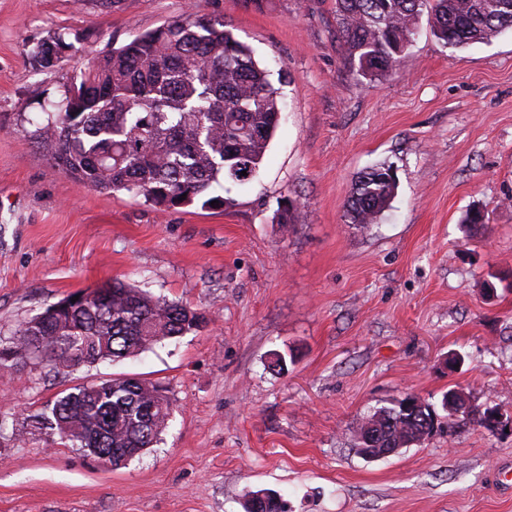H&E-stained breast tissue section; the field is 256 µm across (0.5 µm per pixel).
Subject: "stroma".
Listing matches in <instances>:
<instances>
[{
	"label": "stroma",
	"instance_id": "1",
	"mask_svg": "<svg viewBox=\"0 0 512 512\" xmlns=\"http://www.w3.org/2000/svg\"><path fill=\"white\" fill-rule=\"evenodd\" d=\"M189 11L284 78L259 177L227 205L165 212L79 186L32 136L41 101ZM55 33L73 50L34 66ZM380 162L397 194L362 231L348 199ZM115 279L208 322L117 363L58 375L37 359L1 378L0 512H244L248 489L288 512H512L493 484L512 432L462 423L371 462L354 448L366 409L408 394L436 405L454 389L512 417V29L454 48L421 24L370 79L346 61L335 0H0V336ZM122 375L169 390L140 458L105 469L35 428L65 389Z\"/></svg>",
	"mask_w": 512,
	"mask_h": 512
}]
</instances>
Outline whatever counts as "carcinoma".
I'll list each match as a JSON object with an SVG mask.
<instances>
[{
  "instance_id": "obj_1",
  "label": "carcinoma",
  "mask_w": 512,
  "mask_h": 512,
  "mask_svg": "<svg viewBox=\"0 0 512 512\" xmlns=\"http://www.w3.org/2000/svg\"><path fill=\"white\" fill-rule=\"evenodd\" d=\"M336 15L350 67L372 77L389 71V61L399 62L422 16L436 39L461 47L512 28V0H336ZM72 49L56 34L36 42L29 55L49 68ZM42 111L35 137L78 185L126 191L161 211L197 199L222 207L223 196L205 194L215 184L244 185L258 175L280 121V91L253 49L224 22L187 12L88 59L80 80ZM392 173L381 163L357 177L348 200L350 223L363 230L377 223L397 193ZM104 288L106 303L72 304L60 323L34 316L13 335L0 336V369L9 372L37 357L55 373L71 374L136 356L205 323L200 310L120 280ZM446 396L448 428L462 418L499 429L492 421L497 411L482 412L451 390ZM145 408L153 409L146 421L140 418ZM169 416L164 386L119 377L110 385L63 391L38 424L69 426L72 445L118 468L161 440ZM437 417L432 405L415 409L406 398L369 407L355 433L356 447L377 455L421 444ZM243 498L245 512H287L274 492L248 489Z\"/></svg>"
}]
</instances>
